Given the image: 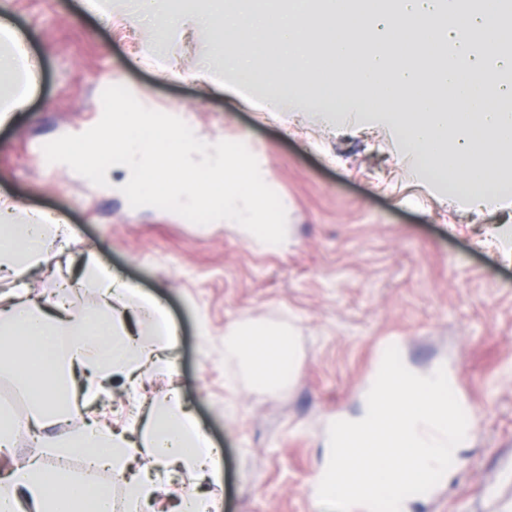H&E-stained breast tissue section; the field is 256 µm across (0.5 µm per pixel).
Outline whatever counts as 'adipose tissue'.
I'll use <instances>...</instances> for the list:
<instances>
[{"instance_id":"1","label":"adipose tissue","mask_w":512,"mask_h":512,"mask_svg":"<svg viewBox=\"0 0 512 512\" xmlns=\"http://www.w3.org/2000/svg\"><path fill=\"white\" fill-rule=\"evenodd\" d=\"M69 244L73 230L63 217L29 210L21 201L0 199V268L12 284L0 291V373H8L29 411L17 422L0 410V447L11 448L18 425L34 434L24 461L0 476V512H159L166 491L162 478L189 473L196 485L170 491L176 512H219L221 454L195 423L178 388H171L146 415L128 396L126 414L109 421L94 407L108 385H137L144 372L173 377L166 355L178 330L163 305L140 298L131 309L142 328L133 336L124 316L114 315L127 290L87 256L83 284L97 288L96 303L82 307L32 301L22 280L27 266H50L46 239ZM224 361L233 378L258 395L286 389L298 378L296 345L283 326L240 319L224 333ZM79 458L83 467H56ZM106 470L123 485L121 498L90 477Z\"/></svg>"}]
</instances>
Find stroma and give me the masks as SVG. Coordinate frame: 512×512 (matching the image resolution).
<instances>
[{"mask_svg": "<svg viewBox=\"0 0 512 512\" xmlns=\"http://www.w3.org/2000/svg\"><path fill=\"white\" fill-rule=\"evenodd\" d=\"M87 0H0L18 51L35 67L26 108L0 127V196L65 215L77 242L126 286L162 300L179 331L177 385L222 448V512H325L310 492L326 453L327 421L354 411L387 338L406 367H447L474 430L456 470L414 512H512V246L488 236L512 221L475 216L420 180L389 128L335 126L313 104L276 113L220 77L210 35L151 42L152 24L112 0L104 24ZM178 67L163 76L154 58ZM126 85L145 107L179 117L206 143L243 141L288 203L286 245L255 248L224 224L196 225L154 207L131 208L109 169L98 187L34 151L101 118V93ZM285 324L299 379L259 396L232 385L224 332L242 317Z\"/></svg>", "mask_w": 512, "mask_h": 512, "instance_id": "obj_1", "label": "stroma"}]
</instances>
